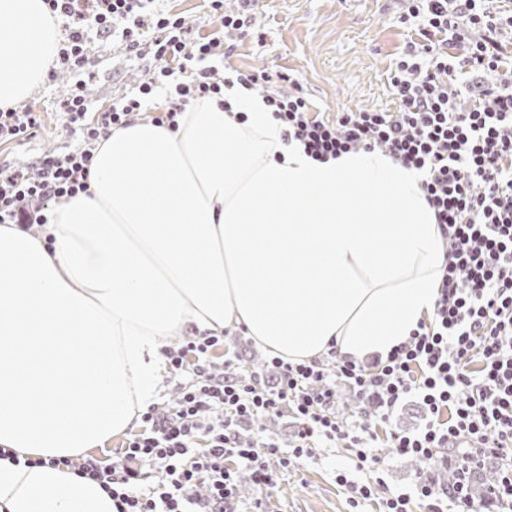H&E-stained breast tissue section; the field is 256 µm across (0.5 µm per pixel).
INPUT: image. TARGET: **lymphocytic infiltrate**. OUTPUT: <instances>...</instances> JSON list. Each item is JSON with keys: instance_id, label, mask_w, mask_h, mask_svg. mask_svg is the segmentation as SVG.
Listing matches in <instances>:
<instances>
[{"instance_id": "lymphocytic-infiltrate-1", "label": "lymphocytic infiltrate", "mask_w": 512, "mask_h": 512, "mask_svg": "<svg viewBox=\"0 0 512 512\" xmlns=\"http://www.w3.org/2000/svg\"><path fill=\"white\" fill-rule=\"evenodd\" d=\"M45 2L63 31L47 79L61 72L72 79L59 111L76 141L26 167L0 168V224L24 229L47 224L57 204L87 190L92 159L112 128L129 126L142 114L174 130L187 105L223 95L218 65L235 52L223 35L192 37L185 17L158 8V0ZM403 2L399 22L416 27L419 40L391 77L400 111L320 116L299 89L266 92L264 102L284 141L313 159L378 149L422 173V191L446 242L429 318L368 369L333 356L308 364L272 358L281 371L273 387L256 371L215 374L220 336L166 350L179 397L171 406L147 407L118 462L92 454L47 461L98 482L116 512H195L200 488L208 493L210 512H224L237 496L239 470L268 488L297 459L339 442L356 458L357 470L375 469L381 458L371 428L387 422L411 395L422 400L427 421L415 433L391 434L390 448L428 463L447 450L455 480L440 488L419 477L412 491L387 493L382 512H408L414 498L428 512L512 507V78L496 87L471 83L477 104L462 109L456 102L464 72L506 67L498 38L512 29V14L490 11L486 0ZM96 39L154 62L151 73L102 112L86 94V55ZM162 85L174 90L169 104L148 111ZM41 126V114L31 109H0L1 142L26 140ZM476 359L477 370L471 367ZM340 379L361 403L359 424L336 416ZM285 409L299 422L295 445L241 439V423L257 426Z\"/></svg>"}]
</instances>
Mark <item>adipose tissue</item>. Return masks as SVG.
Here are the masks:
<instances>
[{
  "mask_svg": "<svg viewBox=\"0 0 512 512\" xmlns=\"http://www.w3.org/2000/svg\"><path fill=\"white\" fill-rule=\"evenodd\" d=\"M0 107L42 83L44 0H0ZM422 176L381 152L325 163L241 86L177 129L139 120L95 153L88 193L38 234L0 225V512H113L95 481L26 459L123 433L159 394L166 336L243 329L289 363L406 342L445 263Z\"/></svg>",
  "mask_w": 512,
  "mask_h": 512,
  "instance_id": "obj_1",
  "label": "adipose tissue"
}]
</instances>
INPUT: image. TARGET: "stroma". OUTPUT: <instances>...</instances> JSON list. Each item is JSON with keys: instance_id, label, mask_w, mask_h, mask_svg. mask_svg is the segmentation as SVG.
<instances>
[{"instance_id": "stroma-1", "label": "stroma", "mask_w": 512, "mask_h": 512, "mask_svg": "<svg viewBox=\"0 0 512 512\" xmlns=\"http://www.w3.org/2000/svg\"><path fill=\"white\" fill-rule=\"evenodd\" d=\"M400 8L399 0H259L255 25L260 39L239 41L224 67L286 72L303 86L315 112L397 111L400 102L392 92L390 73L405 43L415 37L397 23ZM147 67V62L127 59L111 41L95 42L90 94L97 109H107L113 96L131 87ZM66 87L62 78L31 93L26 104L41 113L42 127L30 140L0 143V165L21 166L42 152L69 144L53 106ZM421 418L420 405L411 399L389 424L376 430L377 444L387 457L384 479L389 488L407 487L419 471L415 460L388 448L389 433L415 427ZM353 466L346 449L323 448L316 457L297 460L267 493L278 512H350L333 470Z\"/></svg>"}]
</instances>
